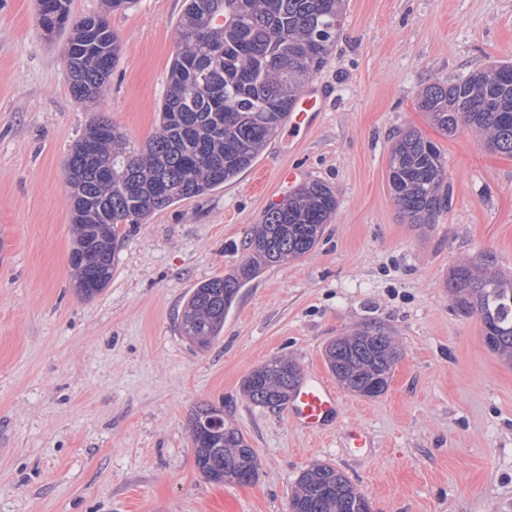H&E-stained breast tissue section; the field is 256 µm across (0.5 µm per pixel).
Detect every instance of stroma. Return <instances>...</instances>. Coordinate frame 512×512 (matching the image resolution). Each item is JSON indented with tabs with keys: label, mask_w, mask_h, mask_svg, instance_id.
I'll return each mask as SVG.
<instances>
[{
	"label": "stroma",
	"mask_w": 512,
	"mask_h": 512,
	"mask_svg": "<svg viewBox=\"0 0 512 512\" xmlns=\"http://www.w3.org/2000/svg\"><path fill=\"white\" fill-rule=\"evenodd\" d=\"M185 0H70L105 15L120 60L98 103L66 77L67 32L46 34L37 0H0V512H289L300 473L333 465L373 512H512V364L478 316L454 310L448 273L493 253L512 275V156L467 129L448 136L417 107L427 84L512 62V0H347L336 45L311 81L324 110L305 139L279 129L254 165L132 228L112 279L81 298L69 264L67 154L94 115L135 146L159 127ZM414 129L435 142L453 189L433 224H410L388 186L390 148ZM298 182L330 186L337 208L302 257L241 288L207 350L186 341L191 288L233 274L268 207ZM380 326L403 355L387 390H340L319 437L242 390L285 356L333 382L336 337ZM223 408L259 459L256 480L198 471L189 419ZM371 444L353 448L351 427Z\"/></svg>",
	"instance_id": "35a3bbf8"
}]
</instances>
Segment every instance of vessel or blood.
I'll use <instances>...</instances> for the list:
<instances>
[{"label": "vessel or blood", "mask_w": 512, "mask_h": 512, "mask_svg": "<svg viewBox=\"0 0 512 512\" xmlns=\"http://www.w3.org/2000/svg\"><path fill=\"white\" fill-rule=\"evenodd\" d=\"M322 103L318 89L306 88L291 108L289 130L296 134L310 131L319 119ZM338 402L335 388L315 377L299 384L290 399L289 413L308 432L320 434L334 421Z\"/></svg>", "instance_id": "obj_1"}]
</instances>
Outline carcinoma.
<instances>
[{
    "instance_id": "cac0c4a2",
    "label": "carcinoma",
    "mask_w": 512,
    "mask_h": 512,
    "mask_svg": "<svg viewBox=\"0 0 512 512\" xmlns=\"http://www.w3.org/2000/svg\"><path fill=\"white\" fill-rule=\"evenodd\" d=\"M345 0H187L177 29L176 53L161 106L160 130L141 149L127 146L105 116L97 115L67 155L66 179L74 203L69 264L78 294L89 300L112 279L120 226L141 224L155 211L205 194L248 170L286 120L306 83L336 42ZM56 15L53 31L70 27L64 61L70 89L80 102L96 100L119 57L120 40L100 16L69 21L68 0H39L38 23ZM420 111L445 134L461 127L487 149L512 156V63H494L466 79L424 87ZM389 189L410 224H434L449 209L452 187L439 147L416 130L401 133L388 166ZM337 208L334 191L310 180L269 207L255 235L252 255L237 274L193 289L180 329L206 349L224 328V316L244 287L267 265L295 259L320 240ZM452 307L477 315L487 346L512 361V276L485 253L448 274ZM402 349L381 328H366L332 341L326 361L345 388L379 396ZM301 380L298 366L277 357L247 376L243 392L253 404L277 409ZM218 424L209 431L204 420ZM195 464L206 480L224 483V470L258 476V457L244 435L224 421V410L200 405L190 417ZM363 494L333 466L305 469L291 493L292 512H363Z\"/></svg>"
}]
</instances>
